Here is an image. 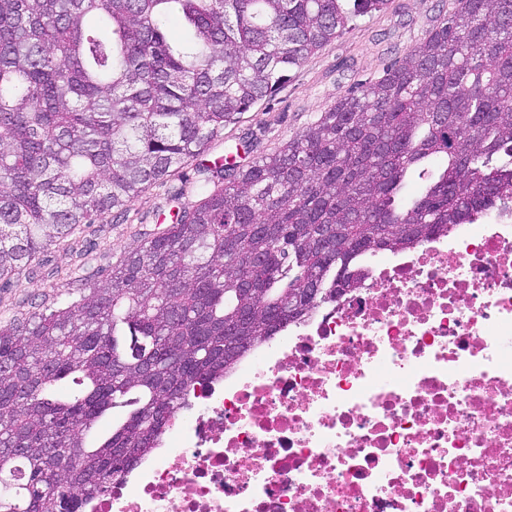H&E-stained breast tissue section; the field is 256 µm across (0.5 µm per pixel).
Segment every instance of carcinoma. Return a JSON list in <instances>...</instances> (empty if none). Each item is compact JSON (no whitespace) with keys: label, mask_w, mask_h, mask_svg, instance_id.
<instances>
[{"label":"carcinoma","mask_w":512,"mask_h":512,"mask_svg":"<svg viewBox=\"0 0 512 512\" xmlns=\"http://www.w3.org/2000/svg\"><path fill=\"white\" fill-rule=\"evenodd\" d=\"M387 0H0V281L198 161L71 305L0 326V512H79L199 389L399 253L512 201V0H460L279 151L224 126ZM376 237L368 245V235Z\"/></svg>","instance_id":"cac0c4a2"}]
</instances>
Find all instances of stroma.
Instances as JSON below:
<instances>
[{"mask_svg": "<svg viewBox=\"0 0 512 512\" xmlns=\"http://www.w3.org/2000/svg\"><path fill=\"white\" fill-rule=\"evenodd\" d=\"M457 3L388 0L386 8L357 20L311 54L272 97L227 124L221 137L208 144V152L223 154L246 141L251 151L242 162L247 165L278 151L356 84L383 77L390 65L421 43ZM195 181L193 166L178 168L135 199L125 212L81 225L72 247L47 254L45 268L53 272V280L23 274L9 288L0 289V324L79 300L86 288L121 264L132 247L168 224L178 207L197 203Z\"/></svg>", "mask_w": 512, "mask_h": 512, "instance_id": "35a3bbf8", "label": "stroma"}]
</instances>
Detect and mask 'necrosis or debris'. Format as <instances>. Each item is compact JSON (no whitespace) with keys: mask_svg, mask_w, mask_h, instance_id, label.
<instances>
[{"mask_svg":"<svg viewBox=\"0 0 512 512\" xmlns=\"http://www.w3.org/2000/svg\"><path fill=\"white\" fill-rule=\"evenodd\" d=\"M84 512H512V203L372 253Z\"/></svg>","mask_w":512,"mask_h":512,"instance_id":"necrosis-or-debris-1","label":"necrosis or debris"}]
</instances>
